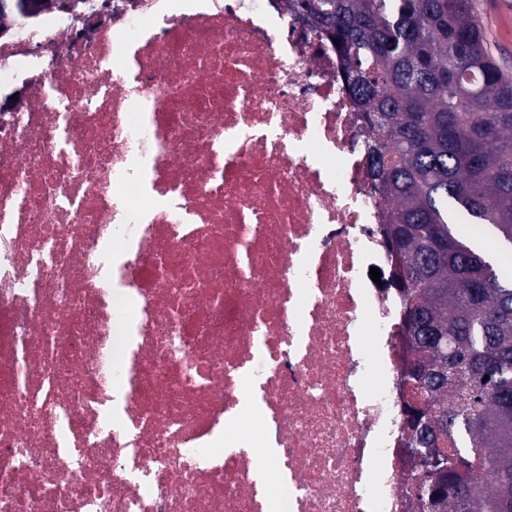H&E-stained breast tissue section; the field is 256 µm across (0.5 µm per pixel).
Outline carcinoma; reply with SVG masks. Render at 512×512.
<instances>
[{
  "label": "carcinoma",
  "instance_id": "carcinoma-1",
  "mask_svg": "<svg viewBox=\"0 0 512 512\" xmlns=\"http://www.w3.org/2000/svg\"><path fill=\"white\" fill-rule=\"evenodd\" d=\"M339 42L370 132L380 233L420 390L409 447H447L409 486L417 512H512V74L478 0H289ZM485 226L507 252L476 242ZM466 484L469 493L453 489Z\"/></svg>",
  "mask_w": 512,
  "mask_h": 512
}]
</instances>
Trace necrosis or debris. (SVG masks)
I'll use <instances>...</instances> for the list:
<instances>
[{
	"label": "necrosis or debris",
	"instance_id": "necrosis-or-debris-1",
	"mask_svg": "<svg viewBox=\"0 0 512 512\" xmlns=\"http://www.w3.org/2000/svg\"><path fill=\"white\" fill-rule=\"evenodd\" d=\"M368 138L286 0L12 22L0 512H415Z\"/></svg>",
	"mask_w": 512,
	"mask_h": 512
}]
</instances>
